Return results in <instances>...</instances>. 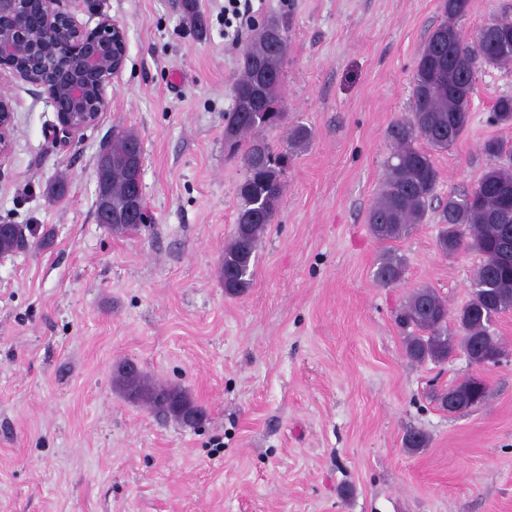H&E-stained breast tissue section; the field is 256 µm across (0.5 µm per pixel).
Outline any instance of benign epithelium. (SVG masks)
Returning <instances> with one entry per match:
<instances>
[{
    "label": "benign epithelium",
    "mask_w": 512,
    "mask_h": 512,
    "mask_svg": "<svg viewBox=\"0 0 512 512\" xmlns=\"http://www.w3.org/2000/svg\"><path fill=\"white\" fill-rule=\"evenodd\" d=\"M76 0H0V71L7 70L40 89L54 108L58 124L53 128L55 142L65 145L77 134L94 125L105 108L106 87L123 69L127 57L126 32L122 24L99 14L92 28L80 23L72 11ZM35 12L51 36V42L39 43L35 30L17 20L23 12ZM77 45L80 50L72 63L59 65L49 59L58 49ZM98 82L99 109L86 111L91 81ZM69 111L62 112L60 107ZM14 109L8 96L0 95V159L12 148ZM109 154L100 159L97 169L96 223L111 230L125 224L148 222L143 193V153L140 146L121 159L130 184L124 207L112 210V192L104 177L110 165Z\"/></svg>",
    "instance_id": "1"
}]
</instances>
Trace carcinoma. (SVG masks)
Segmentation results:
<instances>
[{
    "instance_id": "cac0c4a2",
    "label": "carcinoma",
    "mask_w": 512,
    "mask_h": 512,
    "mask_svg": "<svg viewBox=\"0 0 512 512\" xmlns=\"http://www.w3.org/2000/svg\"><path fill=\"white\" fill-rule=\"evenodd\" d=\"M470 9V0H444L445 20L428 35L413 75L410 115L390 123L386 136L392 152L379 194L368 213L372 234L381 241L408 235L423 221L434 197L438 171L428 151L415 146L423 141L431 148L446 149L469 128L471 92L476 63L512 64V16L504 12L493 19L494 28L484 26L471 37L463 36L457 22ZM488 36L489 50L477 57L470 47ZM288 50V23L271 17L257 29L242 55V72L233 86L234 106L228 113L224 134H232L229 151L241 155L250 166L249 177L237 186L236 231L224 247L220 270L224 292L243 293L253 278L255 255L265 228L272 223L282 199V175L288 167V152H277L264 133L284 124L281 107L282 68ZM458 62L468 87L456 90L435 80V73L448 65V55ZM493 120L512 123V96L497 99ZM140 142L132 131L112 136V156H123L128 146ZM483 153L492 160L476 185L462 194L453 193L444 204L436 247L448 257L461 250L481 256L473 279L470 299L456 312V329H448V304L433 289H416L401 314V322L419 331L405 342L408 358L417 363H445L456 351L471 355L475 365L505 354L499 337L491 329L496 316L512 310V262L502 263L499 254L512 240V149L498 139L483 143ZM112 206L122 204L128 184L126 171L115 166L110 173ZM404 273L402 258L386 253L374 274L383 287L397 284ZM115 386L131 402L189 425L182 409L204 414L181 389L151 381L142 370L130 375L124 366L114 370ZM457 393L466 405L477 406L488 397L486 384L468 378L450 391L436 395L441 408H448V393Z\"/></svg>"
}]
</instances>
